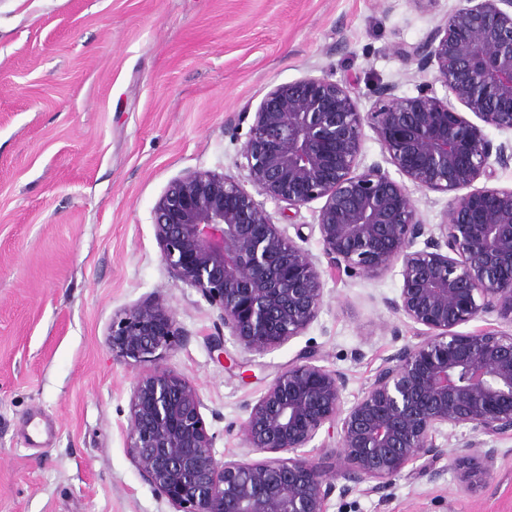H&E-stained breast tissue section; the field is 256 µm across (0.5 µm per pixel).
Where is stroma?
Masks as SVG:
<instances>
[{
	"mask_svg": "<svg viewBox=\"0 0 512 512\" xmlns=\"http://www.w3.org/2000/svg\"><path fill=\"white\" fill-rule=\"evenodd\" d=\"M463 0H0V512H173L127 453L140 369L112 353L113 318L160 298L184 334L161 366L203 401L216 453H246L241 424L272 379L307 349L343 371L351 403L418 327L385 299L398 268L349 277L329 266L300 208L258 195L302 231L324 302L307 331L244 352L216 311L169 274L153 208L188 170L232 174L251 114L277 84L329 76L368 111L379 85L412 96L420 79L400 47L423 41ZM244 362L231 367L230 359ZM496 477L462 490L397 479L331 499L328 512H512V438Z\"/></svg>",
	"mask_w": 512,
	"mask_h": 512,
	"instance_id": "obj_1",
	"label": "stroma"
}]
</instances>
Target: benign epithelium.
<instances>
[{"label":"benign epithelium","mask_w":512,"mask_h":512,"mask_svg":"<svg viewBox=\"0 0 512 512\" xmlns=\"http://www.w3.org/2000/svg\"><path fill=\"white\" fill-rule=\"evenodd\" d=\"M465 2L400 49L419 71L435 70L416 95L381 87L362 113L348 87L326 76L281 83L254 112L241 148L240 168L266 197L295 208L324 200L317 228L330 266L364 276L400 264V292L385 305L422 330L361 397L345 405L346 375L306 350L246 407L242 433L257 458L219 457L198 390L159 366L183 335L164 301L112 321V352L144 368L132 386L128 454L174 512H327L331 497L361 492L385 501L408 465L428 460L417 475L434 481L442 471L430 462L444 456L468 491L495 475L499 449L485 437H512V333L456 328L493 314L512 325V188H472L512 152L455 104L512 132V0ZM365 126L405 180L378 162L362 165ZM413 187L454 194L442 223L418 217ZM153 224L172 277L217 310L244 351L269 352L317 319L323 288L313 257L238 177L181 174L158 199ZM460 426L473 432L460 448L438 442ZM323 429L340 461L332 480L305 451Z\"/></svg>","instance_id":"7a95c632"}]
</instances>
